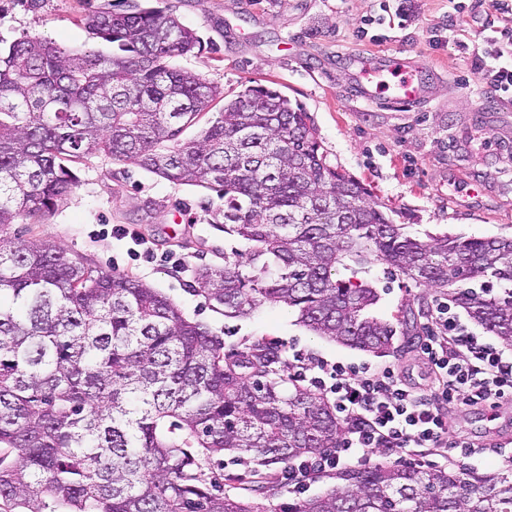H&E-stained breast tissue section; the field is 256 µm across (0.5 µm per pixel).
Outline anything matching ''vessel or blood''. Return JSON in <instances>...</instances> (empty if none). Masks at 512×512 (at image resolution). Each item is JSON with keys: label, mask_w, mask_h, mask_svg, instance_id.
I'll return each instance as SVG.
<instances>
[{"label": "vessel or blood", "mask_w": 512, "mask_h": 512, "mask_svg": "<svg viewBox=\"0 0 512 512\" xmlns=\"http://www.w3.org/2000/svg\"><path fill=\"white\" fill-rule=\"evenodd\" d=\"M353 86L368 101L390 94L393 104L415 107L424 101L427 89L423 69L414 59L403 55H382L375 59L351 56Z\"/></svg>", "instance_id": "vessel-or-blood-1"}]
</instances>
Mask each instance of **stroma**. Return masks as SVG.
<instances>
[{"label":"stroma","mask_w":512,"mask_h":512,"mask_svg":"<svg viewBox=\"0 0 512 512\" xmlns=\"http://www.w3.org/2000/svg\"><path fill=\"white\" fill-rule=\"evenodd\" d=\"M125 0H0V42L41 35L69 50L108 55L109 44L93 38L83 23L97 11L117 12ZM380 0H160L185 26L198 32L200 50L176 58V67L195 72L233 98L247 83L274 89L310 112L328 161L366 185L372 196L410 225L418 236L449 232L466 237L512 236V102L478 83L469 63L453 48H431L428 32L447 24L448 0H413L418 19L387 32L383 44L358 36L366 15ZM366 57L400 53L427 69L430 104L400 112L356 98L346 54ZM471 133L468 151L455 144L459 131ZM73 171L78 183L41 224H14L16 244L35 238L55 242L68 256H82L108 273L128 274L159 289L191 319L205 324L225 353L255 344L372 365H391L411 381L430 379L417 357L425 315L440 292L377 264L365 272L380 299L374 316L397 324L390 353L373 356L316 336L300 325L296 312L264 303L245 318H228L211 302L197 271L220 265L242 244L224 235V200L213 189L176 186L135 165L95 154ZM151 240L152 262L126 256L129 240L116 227ZM459 432L491 441L477 473L512 472V403L494 411L456 410Z\"/></svg>","instance_id":"obj_1"}]
</instances>
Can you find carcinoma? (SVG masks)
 Here are the masks:
<instances>
[{
    "instance_id": "carcinoma-1",
    "label": "carcinoma",
    "mask_w": 512,
    "mask_h": 512,
    "mask_svg": "<svg viewBox=\"0 0 512 512\" xmlns=\"http://www.w3.org/2000/svg\"><path fill=\"white\" fill-rule=\"evenodd\" d=\"M85 26L112 54L40 36L0 46V512H264L200 461L253 459L267 471L227 481L273 487L276 465L341 435L323 398L285 388L276 348L230 364L158 289L49 240L12 241L10 225L44 222L76 185L70 165L92 154L220 188L224 234L245 250L199 278L226 317L279 303L317 336L383 354L396 328L370 315L379 292L358 278L381 263L448 289L512 347V237L411 234L327 161L309 112L276 90L249 85L217 108L218 87L172 65L200 38L166 8L134 0ZM339 479L271 512H512V479L499 475L374 465Z\"/></svg>"
}]
</instances>
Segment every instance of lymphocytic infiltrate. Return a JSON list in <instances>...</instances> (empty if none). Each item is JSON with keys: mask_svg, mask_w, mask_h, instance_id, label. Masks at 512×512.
I'll return each instance as SVG.
<instances>
[{"mask_svg": "<svg viewBox=\"0 0 512 512\" xmlns=\"http://www.w3.org/2000/svg\"><path fill=\"white\" fill-rule=\"evenodd\" d=\"M448 6L456 13L454 25L447 35L430 33L429 44L468 54V44L457 33L466 17L458 0H449ZM482 8L487 21L481 51L470 53L473 69L481 83L512 101V66L504 63L512 57V0H484ZM426 319L417 350L431 370L432 379L425 384L388 365L294 354L288 363L293 378L331 400L344 430L336 448L278 469L276 483L301 495L317 476L341 465L365 467L377 457L424 466L436 455L469 467L483 458L481 446L452 430L449 413L458 407L496 408L512 402V349L476 335L448 299H439Z\"/></svg>", "mask_w": 512, "mask_h": 512, "instance_id": "1", "label": "lymphocytic infiltrate"}]
</instances>
